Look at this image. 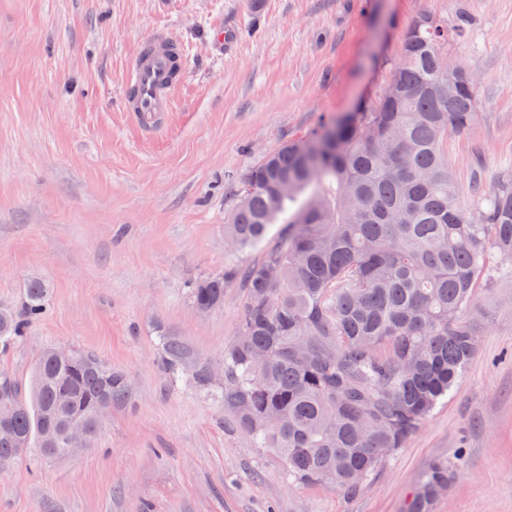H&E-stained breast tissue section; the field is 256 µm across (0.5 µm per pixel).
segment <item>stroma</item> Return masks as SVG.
Returning <instances> with one entry per match:
<instances>
[{
  "label": "stroma",
  "mask_w": 512,
  "mask_h": 512,
  "mask_svg": "<svg viewBox=\"0 0 512 512\" xmlns=\"http://www.w3.org/2000/svg\"><path fill=\"white\" fill-rule=\"evenodd\" d=\"M425 12L469 21L450 57L478 79V119L448 141L456 181L512 174V0H0V306L21 307L29 280L48 290L0 369L25 387L43 349L90 352L132 393L92 447L0 463V512H407L422 471L458 452L431 512H512L511 273L477 290L479 349L448 398L354 493L288 481L222 401L158 365L160 322L223 382L245 290L227 283L203 315L190 288L260 257L225 241L231 182L375 101ZM161 30L187 75L148 133L122 95Z\"/></svg>",
  "instance_id": "35a3bbf8"
}]
</instances>
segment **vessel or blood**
<instances>
[{
  "label": "vessel or blood",
  "instance_id": "obj_1",
  "mask_svg": "<svg viewBox=\"0 0 512 512\" xmlns=\"http://www.w3.org/2000/svg\"><path fill=\"white\" fill-rule=\"evenodd\" d=\"M187 62L179 41L162 32L144 42L127 81L126 110L143 129L161 125L172 109V94Z\"/></svg>",
  "mask_w": 512,
  "mask_h": 512
}]
</instances>
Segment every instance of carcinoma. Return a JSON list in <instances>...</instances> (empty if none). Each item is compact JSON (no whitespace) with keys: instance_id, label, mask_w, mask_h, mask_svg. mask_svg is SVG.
Instances as JSON below:
<instances>
[{"instance_id":"obj_1","label":"carcinoma","mask_w":512,"mask_h":512,"mask_svg":"<svg viewBox=\"0 0 512 512\" xmlns=\"http://www.w3.org/2000/svg\"><path fill=\"white\" fill-rule=\"evenodd\" d=\"M462 22L422 13L408 26L384 92L361 112L321 120L308 134L266 153L234 180L224 235L236 251L277 242L249 265L231 266L191 289L195 307L224 302L237 280L246 301L238 336L224 348V411L262 448L280 456L294 483L357 492L381 460L397 453L448 397L474 357L479 331L465 319L498 261L512 272V175L468 190L448 166V137L477 118V87L448 98L450 46ZM47 289L25 287L22 312L0 307V342H13L43 314ZM161 366L188 371L214 391L212 366L158 327ZM60 361L47 350L29 394L0 378V460L35 446L65 455L60 408L66 390L80 407L124 403L123 374L99 357ZM431 463L411 512H425L455 477Z\"/></svg>"}]
</instances>
